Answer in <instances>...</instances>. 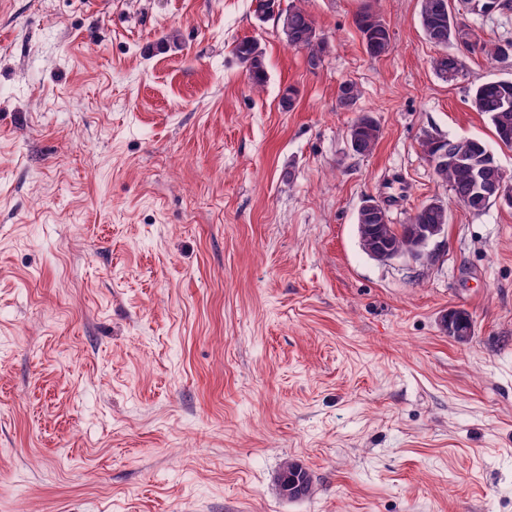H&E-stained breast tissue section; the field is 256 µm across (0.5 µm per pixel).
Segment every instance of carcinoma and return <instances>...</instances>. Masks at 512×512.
Masks as SVG:
<instances>
[{
  "label": "carcinoma",
  "instance_id": "cac0c4a2",
  "mask_svg": "<svg viewBox=\"0 0 512 512\" xmlns=\"http://www.w3.org/2000/svg\"><path fill=\"white\" fill-rule=\"evenodd\" d=\"M355 24L360 32L365 52L372 58L385 55L391 46L390 29L382 17L368 9H363L355 17ZM282 33L288 48L302 51L307 55V62L314 68L321 62L325 41L320 37L311 14L301 6L288 7L280 19ZM420 25L429 41L439 48L457 41L456 34L469 24L459 19L452 9L446 8L445 0H422ZM461 47L469 52L479 51L492 60H503L512 56V40L503 43L487 44L479 38L464 42ZM238 59L246 68L254 88L263 89L267 71L265 53L260 44L251 38H243L235 45ZM431 67L457 79L462 71L460 59L452 54H444L431 59ZM360 98V89L356 82L346 80L339 86L336 107L351 111ZM474 109L485 115L490 122L496 138L502 145L512 148V80L492 79L472 87L470 95ZM379 123L370 124L360 133V145L356 150L359 156L369 155L375 149L380 138ZM427 155L438 150H448V164L434 170L437 178L449 185L456 202L477 212L486 210L491 203L478 195L475 185V171H480L483 180L492 184L499 180L501 172L488 146L481 140L467 138L446 140L439 144L434 139L422 142ZM416 224H446L448 209L446 206H431L417 211L414 215ZM276 480L288 482L294 486L295 494L291 499H303L314 492L310 472L299 462L285 461Z\"/></svg>",
  "mask_w": 512,
  "mask_h": 512
}]
</instances>
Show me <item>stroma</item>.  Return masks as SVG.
I'll return each instance as SVG.
<instances>
[{"instance_id": "stroma-1", "label": "stroma", "mask_w": 512, "mask_h": 512, "mask_svg": "<svg viewBox=\"0 0 512 512\" xmlns=\"http://www.w3.org/2000/svg\"><path fill=\"white\" fill-rule=\"evenodd\" d=\"M108 2L0 0V512H512V208L461 206L421 147L480 139L512 176L468 96L512 61L452 43L445 81L421 0H282L315 69L252 0ZM451 8L512 40V9ZM368 195L394 224L447 203L429 262L363 252ZM288 458L310 498L279 496ZM279 22L288 48L305 52L309 66L315 68L321 62L325 41L311 14L301 6L292 5ZM371 18L372 22L364 28V20ZM355 24L360 32L365 52L373 58L385 55L391 46L390 29L382 17L367 8L360 11L355 17ZM238 59L246 68L251 84L262 90L267 77L265 53L260 44L251 38H243L235 45ZM278 481L288 482L294 486L295 494L288 497L289 499H303L311 496L314 492V484L310 472L293 459L285 461L276 476V486L279 492Z\"/></svg>"}]
</instances>
